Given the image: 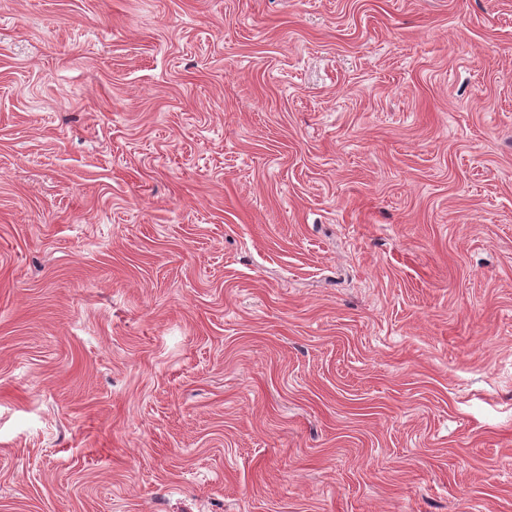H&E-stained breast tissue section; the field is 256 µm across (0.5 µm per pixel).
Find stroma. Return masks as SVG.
I'll return each instance as SVG.
<instances>
[{"mask_svg":"<svg viewBox=\"0 0 512 512\" xmlns=\"http://www.w3.org/2000/svg\"><path fill=\"white\" fill-rule=\"evenodd\" d=\"M0 512H512V0H0Z\"/></svg>","mask_w":512,"mask_h":512,"instance_id":"35a3bbf8","label":"stroma"}]
</instances>
